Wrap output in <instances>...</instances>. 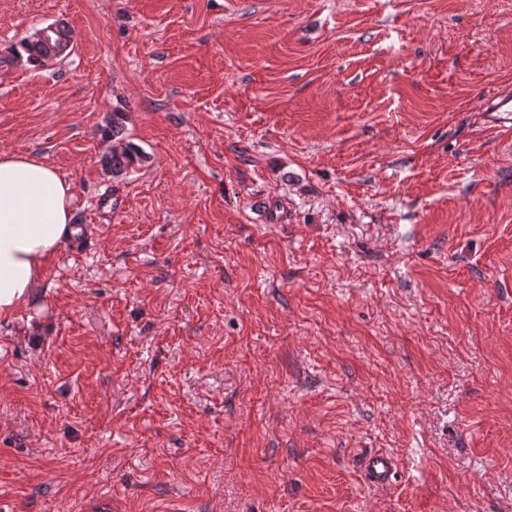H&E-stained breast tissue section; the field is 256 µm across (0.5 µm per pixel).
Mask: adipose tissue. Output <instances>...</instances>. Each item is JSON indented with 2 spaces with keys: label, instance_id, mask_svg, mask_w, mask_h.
Here are the masks:
<instances>
[{
  "label": "adipose tissue",
  "instance_id": "1",
  "mask_svg": "<svg viewBox=\"0 0 512 512\" xmlns=\"http://www.w3.org/2000/svg\"><path fill=\"white\" fill-rule=\"evenodd\" d=\"M73 186L56 169L0 151V319L30 305L44 266L77 234Z\"/></svg>",
  "mask_w": 512,
  "mask_h": 512
}]
</instances>
